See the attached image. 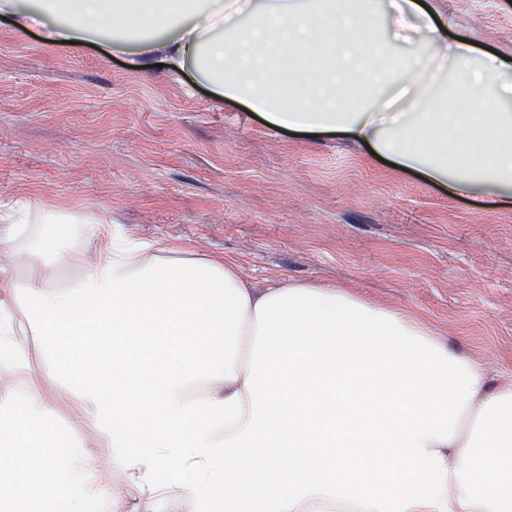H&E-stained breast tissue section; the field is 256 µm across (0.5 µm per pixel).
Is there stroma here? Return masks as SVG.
I'll list each match as a JSON object with an SVG mask.
<instances>
[{"label": "stroma", "mask_w": 512, "mask_h": 512, "mask_svg": "<svg viewBox=\"0 0 512 512\" xmlns=\"http://www.w3.org/2000/svg\"><path fill=\"white\" fill-rule=\"evenodd\" d=\"M512 57V0H438ZM51 45L0 16V214L96 215L116 239L230 257L256 287L336 281L512 376V209L455 196L340 133L276 131L206 81Z\"/></svg>", "instance_id": "35a3bbf8"}]
</instances>
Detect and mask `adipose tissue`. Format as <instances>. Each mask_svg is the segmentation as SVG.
<instances>
[{
	"mask_svg": "<svg viewBox=\"0 0 512 512\" xmlns=\"http://www.w3.org/2000/svg\"><path fill=\"white\" fill-rule=\"evenodd\" d=\"M1 14L50 44L108 32L119 50V34L185 18L168 68L270 128L340 132L512 208V62L434 0H0ZM31 335L42 357L71 354L55 398ZM280 409L267 466L288 478L258 505L234 471ZM0 486V512H512V378L345 286L259 289L234 259L119 246L96 216L49 213L0 225Z\"/></svg>",
	"mask_w": 512,
	"mask_h": 512,
	"instance_id": "ef3b65f1",
	"label": "adipose tissue"
}]
</instances>
